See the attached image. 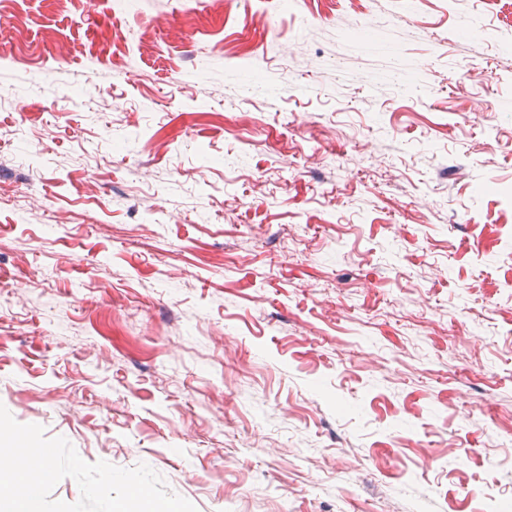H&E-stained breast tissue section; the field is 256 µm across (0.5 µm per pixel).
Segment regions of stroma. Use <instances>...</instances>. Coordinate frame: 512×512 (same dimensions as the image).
I'll return each mask as SVG.
<instances>
[{
  "label": "stroma",
  "mask_w": 512,
  "mask_h": 512,
  "mask_svg": "<svg viewBox=\"0 0 512 512\" xmlns=\"http://www.w3.org/2000/svg\"><path fill=\"white\" fill-rule=\"evenodd\" d=\"M6 11L16 421L198 512H512V0Z\"/></svg>",
  "instance_id": "35a3bbf8"
}]
</instances>
